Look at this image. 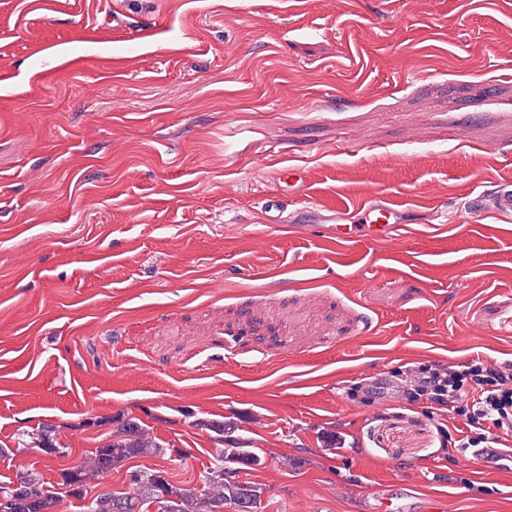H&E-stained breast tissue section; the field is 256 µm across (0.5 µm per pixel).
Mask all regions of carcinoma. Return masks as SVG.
Returning a JSON list of instances; mask_svg holds the SVG:
<instances>
[{
	"label": "carcinoma",
	"mask_w": 512,
	"mask_h": 512,
	"mask_svg": "<svg viewBox=\"0 0 512 512\" xmlns=\"http://www.w3.org/2000/svg\"><path fill=\"white\" fill-rule=\"evenodd\" d=\"M212 432L217 445L214 466L201 473L200 487L185 488L172 483L163 469H135L129 473L130 491L115 494L103 490L91 496L87 482L104 477L122 462L147 456H163L168 445L156 440L137 419L126 420L112 439L95 448L83 465L65 473L69 494L87 499L85 512H144L143 506H155L156 512H257L262 487L258 483L239 480V474L262 464L250 449L249 440L239 434L240 426L233 418L195 421ZM19 441L37 447L44 453L63 458L68 449L54 443L52 427L44 425L35 433H23ZM61 499L46 488L42 474L26 469L15 480L0 483V512H60Z\"/></svg>",
	"instance_id": "cac0c4a2"
}]
</instances>
